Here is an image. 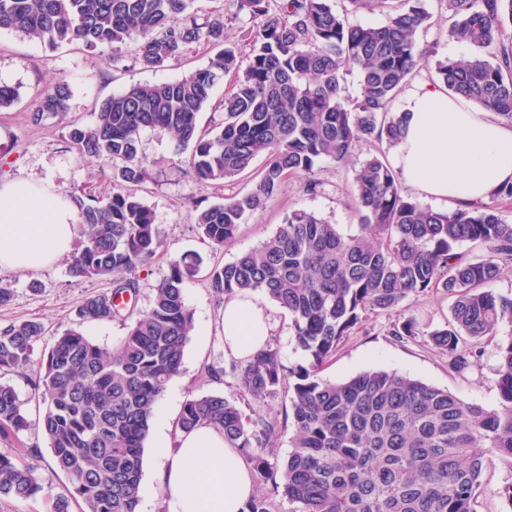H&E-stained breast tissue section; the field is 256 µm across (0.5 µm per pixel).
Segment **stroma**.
<instances>
[{"instance_id": "35a3bbf8", "label": "stroma", "mask_w": 512, "mask_h": 512, "mask_svg": "<svg viewBox=\"0 0 512 512\" xmlns=\"http://www.w3.org/2000/svg\"><path fill=\"white\" fill-rule=\"evenodd\" d=\"M432 13V25L422 34L424 44L434 46L435 58H463L468 47L448 36L450 20L440 0H426ZM134 45L124 47L120 56L110 51L90 50L79 44L52 46L38 39L0 30V84L16 87L18 97L11 106L0 109V181L33 178L52 184L57 191L88 193L105 198L112 193V163L105 158L79 156L72 147L69 132L73 127L93 125L101 102L112 93L139 83H164L184 77L204 67L216 49L200 41L189 45L178 58L164 67L149 70L134 61ZM68 84L69 110L57 116L35 120L33 112L43 93L55 82ZM142 151L152 169L151 178L139 187L138 197L151 208L160 224L162 246L151 262L135 274L138 292L129 304L123 320L87 322L84 334L96 343L110 347L124 335L125 321L134 320L147 310L157 284L169 273L170 264L187 252L202 256L203 264L196 277L184 285V300L193 313V328L187 343L181 372L168 385L156 412L176 424L185 401L193 395L232 394L236 382L232 377L211 378L206 369L227 365L224 355V306L219 303L210 283L215 265L233 261L274 233L292 210L303 208L336 224L343 235L359 230L352 195L353 169L326 159L320 162L315 177L316 192L304 190L298 178H289L279 195L254 212L241 224L237 237L224 249H213L205 242L195 222L197 210L222 202L225 198L251 191L256 183L254 172L263 167L257 158L252 172L231 182L200 183L191 177L179 157L174 156L167 134L148 130L142 135ZM39 290H31V283ZM12 290L11 300L0 306V326L22 320H34L44 327V334L34 346L27 368L21 372L0 373L23 404L28 421L26 429L0 439V449L12 448L25 462L36 467L52 492H64L68 481L63 474L48 469L50 451L38 430L42 405L33 381L39 373L40 358L54 339L72 326L75 314L87 296L108 292V277L79 279L68 273L67 259L40 270H0V284ZM451 300L446 293L431 290L388 314L369 315L339 346L324 365V378L339 381L370 369L395 371L410 378L448 390L466 402L489 408L499 404L497 385L498 344L512 335V328L502 327L497 336L482 340L483 355L469 369L451 368L448 356L437 349L428 334L445 325L450 316ZM416 320L420 335L399 339L392 336L393 326ZM244 414L259 412L276 420L270 439L275 459L287 458L291 450L292 427L288 420L287 388L267 398L258 406L252 400L240 404ZM512 468L498 455H489L483 473V490L474 505L475 512H512V505L502 496Z\"/></svg>"}]
</instances>
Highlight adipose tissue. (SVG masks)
<instances>
[{
  "mask_svg": "<svg viewBox=\"0 0 512 512\" xmlns=\"http://www.w3.org/2000/svg\"><path fill=\"white\" fill-rule=\"evenodd\" d=\"M407 128L393 164L402 179L426 197L456 206L483 201L512 182V126L468 100L431 86L411 94ZM79 212L68 194L39 180L0 182V268L36 270L69 254ZM272 329L267 308L254 296L224 305V354L247 360ZM155 446L162 464L155 475L168 512H242L255 493L251 471L221 432L200 425L178 434L168 451L164 433Z\"/></svg>",
  "mask_w": 512,
  "mask_h": 512,
  "instance_id": "obj_1",
  "label": "adipose tissue"
}]
</instances>
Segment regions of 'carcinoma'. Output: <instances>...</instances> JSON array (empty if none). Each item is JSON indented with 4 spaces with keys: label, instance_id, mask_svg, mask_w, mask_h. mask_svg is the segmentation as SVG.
I'll return each instance as SVG.
<instances>
[{
    "label": "carcinoma",
    "instance_id": "carcinoma-1",
    "mask_svg": "<svg viewBox=\"0 0 512 512\" xmlns=\"http://www.w3.org/2000/svg\"><path fill=\"white\" fill-rule=\"evenodd\" d=\"M230 9L199 21L193 0H0V29L51 46L78 42L116 53L135 44V59L164 66L190 43L221 46L209 63L174 82L138 84L102 101L97 122L75 128L80 155L112 160L117 191L106 198L71 194L79 210L74 278L110 277V293L90 295L76 325L44 352L35 381L43 401L41 432L63 473L67 494L51 495L32 465L0 451V497L43 496L50 512H139L145 441L157 403L181 370L193 317L183 297L203 259L170 264L151 307L111 348L88 339L85 322L122 316L117 299L137 294L131 277L161 247L155 213L131 190L149 177L141 133L167 132L173 153L198 182L231 181L263 155L255 188L199 211L196 223L210 245L233 240L247 216L264 207L290 177L316 190L320 161L347 164L361 143L396 146L406 130L391 105L430 51L420 35L430 26L424 0H228ZM448 36L473 49L468 58L436 62L444 90L462 94L512 125V0H440ZM386 8L381 25L349 22L348 15ZM246 16L253 23L248 51L225 30ZM357 72L361 92L342 96L344 75ZM231 75L216 131L199 129L213 90ZM69 111L59 84L36 106L39 115ZM354 170L360 231L344 236L311 211L295 209L255 249L210 274L221 300L260 292L288 312L294 341L307 364L285 366L266 345L231 364L240 394L260 403L288 384L293 435L280 464L267 449L276 421L245 417L233 395L193 396L177 429L200 423L224 433L266 490L242 512H272L282 496L297 512H474L487 456L512 469V336L498 347L499 406L486 409L396 372L371 370L342 381L320 370L340 342L370 314L391 312L432 289L448 293L451 317L429 333L456 370L480 356L477 344L512 326V296L488 288L512 264V222L495 203L512 200V183L497 188L482 210L462 202L425 208L409 197L397 173L372 155ZM465 243L482 253L465 258ZM42 325L23 320L0 327V370L24 369ZM27 426L14 388L0 382V436Z\"/></svg>",
    "mask_w": 512,
    "mask_h": 512
}]
</instances>
